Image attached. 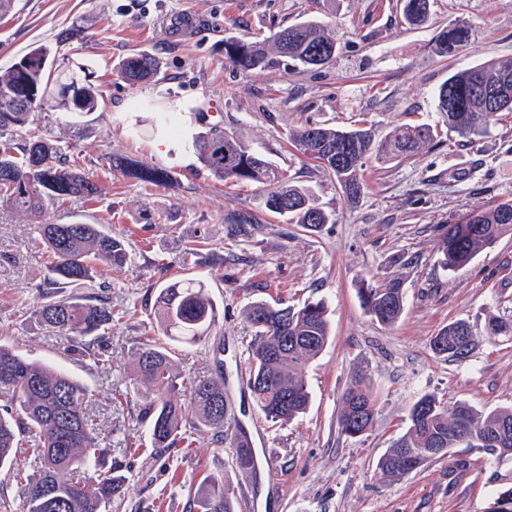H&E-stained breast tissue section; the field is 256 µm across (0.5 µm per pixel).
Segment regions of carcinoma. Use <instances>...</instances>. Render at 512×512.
Masks as SVG:
<instances>
[{
	"label": "carcinoma",
	"mask_w": 512,
	"mask_h": 512,
	"mask_svg": "<svg viewBox=\"0 0 512 512\" xmlns=\"http://www.w3.org/2000/svg\"><path fill=\"white\" fill-rule=\"evenodd\" d=\"M431 0H403V18L410 25L428 21ZM462 24L441 31L435 51L447 55L468 41ZM224 55L243 71L265 69L276 58L290 59L305 68L316 61L325 66L336 57V39L316 20L288 26L270 42L229 37ZM75 61L60 66L49 47L40 46L5 70H0V202L33 218L45 203L70 198L93 201L97 186L77 165L69 163L58 140L31 129L34 116L50 104L78 121L97 111L99 92L81 75ZM117 76L130 85L158 75L157 59L146 52L129 54L115 66ZM505 83V95L496 114H512V57L456 71L435 94L437 111L448 128L470 144L487 133L491 118L483 89ZM428 124L396 125L379 137L371 127L303 126L290 134L301 155L336 178L346 201L353 203L364 190L361 171L373 156L391 161L418 153L433 140ZM194 148L201 163L220 179L258 182L271 186L265 209L291 224L315 231L334 221L332 212L316 194L292 184L277 167L247 143L229 136L218 125L199 135ZM145 181L162 185L163 170L144 164ZM36 236L50 257L48 284L58 289H81L97 275V262L115 269L128 260L129 243L99 224L34 225ZM512 232V198L484 211H472L448 225L440 242L438 265L451 272L471 264L484 249ZM360 301L377 322L392 326L404 311L402 281L382 285L361 282ZM216 306L205 283L184 278L160 289L155 303L157 336H147L132 352L130 365L142 386L138 398L156 448H172L188 440L186 425L207 428L216 444L224 445V429L231 413L224 405V364L215 372L185 375L177 368L176 349L205 339L214 322ZM40 323L60 336L68 350L88 358L97 367L112 365V356L97 349L89 336L114 322L116 314L104 296L63 295L37 307ZM253 329L249 355L248 389L257 406L274 422H290L307 410L310 394L303 379L305 367L331 339L327 306L322 300L295 308L254 302L244 309ZM485 331L512 334V314L492 316ZM478 332L463 320L441 329L431 341L438 355L464 361L476 346ZM0 468L12 470L24 489L22 512H112L125 477L104 462L103 450L90 427L87 408L90 390L67 373L30 360L0 344ZM375 403L369 376L359 370L351 376L342 397L340 426L355 437L369 430ZM476 448L491 457L512 455V407L487 413L466 404L452 409L433 394L421 396L408 414L406 431L378 461L385 479L408 474L453 449ZM239 497L223 479L208 476L199 484L193 512H238Z\"/></svg>",
	"instance_id": "carcinoma-1"
}]
</instances>
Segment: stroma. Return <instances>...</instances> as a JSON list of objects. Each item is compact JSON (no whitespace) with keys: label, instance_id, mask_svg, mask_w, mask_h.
I'll list each match as a JSON object with an SVG mask.
<instances>
[{"label":"stroma","instance_id":"1","mask_svg":"<svg viewBox=\"0 0 512 512\" xmlns=\"http://www.w3.org/2000/svg\"><path fill=\"white\" fill-rule=\"evenodd\" d=\"M188 9L202 24L166 37L159 20ZM313 16L339 45L329 65L304 69L283 59L244 72L224 57L227 36L262 40ZM82 20L84 40L58 44L59 33ZM460 22L470 23V41L437 56L438 33ZM41 45L85 63L102 94L98 112L80 124L60 109L36 117L34 131L61 140L100 189L97 201L49 206L46 219L101 224L128 238V264L101 266L93 284L126 316L103 334L110 371L67 351L33 315L54 294L34 221L0 205V342L66 370L92 392L93 431L129 486L112 512H190L207 473L235 487L243 512H490L498 493L512 488V456L460 448L455 455L467 467L436 459L394 481L381 478L377 463L423 395L481 411L512 406V335L484 333L490 316L512 309V234L464 270L437 264L449 222L512 197V118L492 122L473 146L448 130L434 103L455 71L512 57V0H432L420 27L404 22L400 0H18L0 19V70ZM137 50L151 52L160 73L132 87L112 69ZM362 121L381 135L426 122L437 135L411 159L369 161L365 190L350 204L288 135L308 123ZM212 124L314 191L334 223L316 232L285 223L263 207L269 185L216 178L191 146ZM133 161L165 170L169 185L129 175ZM190 240L199 246L186 259ZM185 277L206 283L216 317L207 338L182 351L180 368L202 374L223 364L232 413L244 430H261L257 451L270 459L248 480L231 447L216 445L205 428L194 431L191 447L156 455L141 417L130 353L152 331L159 288ZM393 278L404 282L405 308L386 327L365 312L358 287ZM319 299L332 337L304 372L310 406L293 422H271L246 385L253 332L243 310L255 301L298 307ZM456 320L481 333L461 362L431 349ZM359 369L370 377L376 411L372 427L350 437L339 427L341 397Z\"/></svg>","mask_w":512,"mask_h":512}]
</instances>
